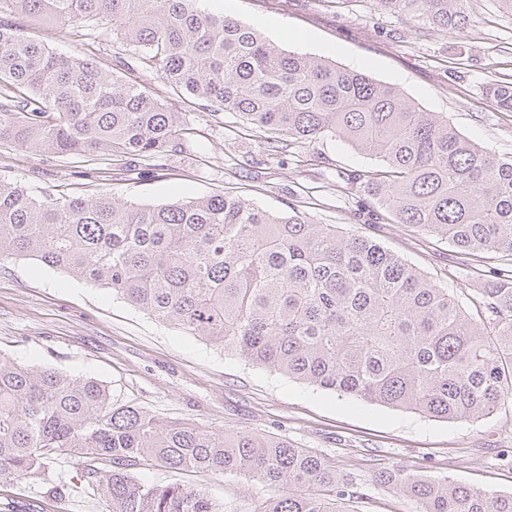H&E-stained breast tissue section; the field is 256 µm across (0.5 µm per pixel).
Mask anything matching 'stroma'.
Listing matches in <instances>:
<instances>
[{
  "instance_id": "35a3bbf8",
  "label": "stroma",
  "mask_w": 512,
  "mask_h": 512,
  "mask_svg": "<svg viewBox=\"0 0 512 512\" xmlns=\"http://www.w3.org/2000/svg\"><path fill=\"white\" fill-rule=\"evenodd\" d=\"M209 9L260 30L279 47L331 60L398 86L429 112L447 117L464 136L502 158H512V112L485 94L498 74L512 72V15L498 0H472L474 26L456 37L424 33L408 19L383 13L375 0H208ZM472 52L473 67L457 66ZM149 85L169 111L196 132L193 154L124 181L116 164L94 184L82 177V158L53 160L0 145V179L40 191L90 190L135 204L223 193L232 188L272 212L297 209L320 224L377 238L389 250L454 290L474 297L453 247L405 224L377 219L378 206L357 189L337 191L343 172L370 168V157L337 140L317 139L267 155L259 137L239 133L228 113L187 104L159 79ZM261 180H254V171ZM0 358L32 368L93 377L112 397L162 420L179 419L207 430H246L284 436L333 457L362 475L383 467L493 492L512 491V405L487 419L448 422L366 403L300 383L245 362L201 337L134 308L111 290L78 282L32 259L0 260ZM76 460L60 457L44 473L16 481L0 477V498L22 500L52 486L62 497L49 512H106L102 495L85 493ZM156 485L186 477L165 468L140 471ZM214 501L244 509L267 496L262 485L235 474L187 477Z\"/></svg>"
}]
</instances>
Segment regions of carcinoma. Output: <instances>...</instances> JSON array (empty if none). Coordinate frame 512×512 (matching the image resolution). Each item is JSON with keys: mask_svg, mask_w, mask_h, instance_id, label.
Wrapping results in <instances>:
<instances>
[{"mask_svg": "<svg viewBox=\"0 0 512 512\" xmlns=\"http://www.w3.org/2000/svg\"><path fill=\"white\" fill-rule=\"evenodd\" d=\"M202 0H0V145L91 162L118 157L124 181L142 160L190 153L192 128L150 89L157 77L208 112H233L276 155L338 138L378 162L357 184L396 224L437 236L468 259L512 263V159L462 135L395 85L285 51ZM418 28L460 35L472 0H375ZM60 32L112 26L133 47L117 70L92 50L34 41L23 19ZM512 112V73L487 88ZM35 259L247 362L339 396L446 421L488 418L512 403V273L492 271L470 312L448 288L376 240L296 211L271 213L229 192L158 205L109 194L39 192L0 180V257ZM82 466L107 512H226L180 482L137 479L151 467L240 474L276 492L249 512H347L367 485L417 512H512V492L384 468L367 480L286 437L161 421L88 377L0 358V476L54 457ZM46 495L0 512H44Z\"/></svg>", "mask_w": 512, "mask_h": 512, "instance_id": "obj_1", "label": "carcinoma"}]
</instances>
